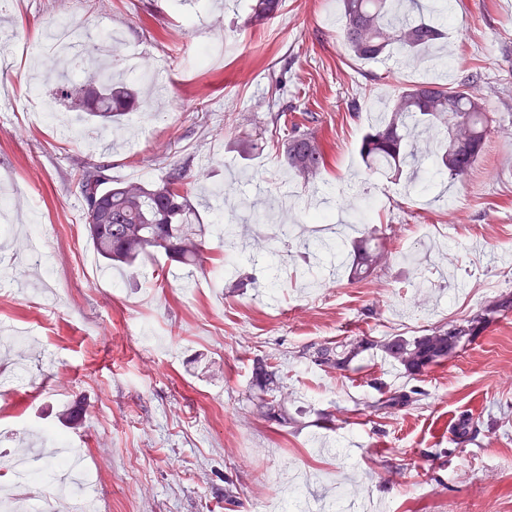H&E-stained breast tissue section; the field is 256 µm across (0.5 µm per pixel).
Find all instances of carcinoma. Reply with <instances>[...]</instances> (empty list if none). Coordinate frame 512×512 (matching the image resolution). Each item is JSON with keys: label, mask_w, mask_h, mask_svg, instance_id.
I'll use <instances>...</instances> for the list:
<instances>
[{"label": "carcinoma", "mask_w": 512, "mask_h": 512, "mask_svg": "<svg viewBox=\"0 0 512 512\" xmlns=\"http://www.w3.org/2000/svg\"><path fill=\"white\" fill-rule=\"evenodd\" d=\"M342 19L344 47L359 60L397 57L408 64L434 55L436 44L444 36L449 4L447 0H411L412 7L400 21H393L398 0H338ZM281 0H249L246 24L260 26L274 18ZM98 49L91 43L84 56L95 61L90 87L84 105L90 116L100 119L102 128L118 131L117 120L134 106L137 91L113 71L121 63L113 55L108 68L97 62ZM268 111L275 124L288 112V85L275 81ZM496 119L488 111L484 99L471 90L469 83L450 86L439 82H423L401 88L394 96L390 111L365 134L360 155L369 171H392L400 175L409 170L406 188L414 187L420 156L413 140L426 131L442 130L433 151L436 168L450 179L463 178L481 159L486 139ZM261 149L259 138L246 133L236 140V151L249 157ZM288 171L309 182L325 164V154L316 137L294 126L282 145ZM189 166L174 165L156 181H111L104 166L87 164L79 167L77 184L88 216L87 234L103 269L125 271L142 258L164 255L185 266H197L203 255V225L198 209L184 190ZM352 261L346 264L349 276L362 280L384 267L390 253L377 241L372 231H361L350 241ZM482 316L451 330L435 329L422 336L407 339L386 338L378 344L389 359L402 366L406 375L415 378L427 367L448 357L461 338L470 335ZM361 344L327 343L317 348L313 362L326 369H339L354 356ZM275 355L258 358L252 368V399L256 411L265 419L286 425L288 415L285 398L273 371Z\"/></svg>", "instance_id": "carcinoma-1"}]
</instances>
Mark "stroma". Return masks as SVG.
Instances as JSON below:
<instances>
[{
	"instance_id": "stroma-1",
	"label": "stroma",
	"mask_w": 512,
	"mask_h": 512,
	"mask_svg": "<svg viewBox=\"0 0 512 512\" xmlns=\"http://www.w3.org/2000/svg\"><path fill=\"white\" fill-rule=\"evenodd\" d=\"M247 0H12L0 8V196L12 225L36 218L51 264L52 307L18 294L38 270L18 237L0 257V328L37 334L0 369L24 367L27 386L0 401V448L26 453L62 431L99 466L100 512H282L301 492L306 512L365 503L367 512H512V0H450L441 69L450 82L476 76L499 123L475 168L439 191L416 195L390 173H370L359 154L371 123L405 85L429 78L422 65L362 62L342 45L335 0H283L266 25L244 24ZM87 41L111 31L167 68L156 95L122 118L125 145L108 152L97 119L61 131L26 109L57 99L55 63L23 55L59 19ZM219 42L212 63L202 41ZM287 69L289 118L322 143L313 183L290 175L277 136L241 158L235 135L265 116L273 74ZM205 170L190 196L199 208L204 266L158 256L124 276L103 277L89 243L75 172L109 165L116 180L150 182L171 164ZM376 206L362 216L364 198ZM365 221L391 253L363 281L306 266L280 220ZM236 218L254 241L236 259L243 288L214 275L224 261L218 218ZM482 250H474L473 241ZM434 287H417L419 266ZM481 315L472 335L418 379L375 348L325 371L303 351L326 343L414 337ZM273 354L293 424L262 418L248 399L256 358ZM411 400L386 413L369 403L394 391ZM83 422L63 426L74 400ZM477 433L461 443L464 420Z\"/></svg>"
}]
</instances>
